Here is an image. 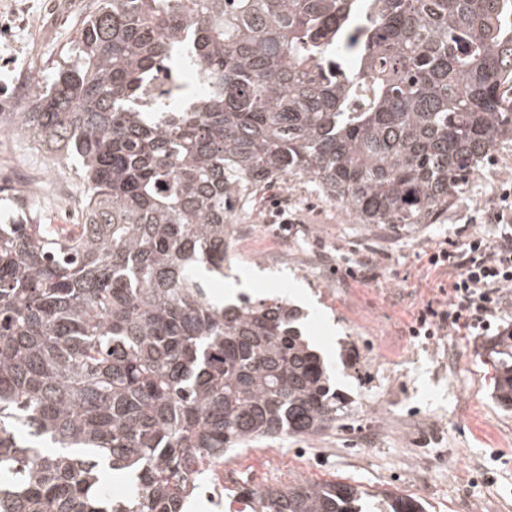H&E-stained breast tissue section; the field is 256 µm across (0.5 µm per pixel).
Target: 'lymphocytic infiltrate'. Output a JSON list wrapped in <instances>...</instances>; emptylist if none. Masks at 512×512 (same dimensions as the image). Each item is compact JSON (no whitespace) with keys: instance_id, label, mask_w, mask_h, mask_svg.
Returning <instances> with one entry per match:
<instances>
[{"instance_id":"1","label":"lymphocytic infiltrate","mask_w":512,"mask_h":512,"mask_svg":"<svg viewBox=\"0 0 512 512\" xmlns=\"http://www.w3.org/2000/svg\"><path fill=\"white\" fill-rule=\"evenodd\" d=\"M487 223L496 236L472 234L433 248L428 263L446 274L445 298H431L409 328L413 336L467 332L484 335L503 310L512 305V201L489 207Z\"/></svg>"}]
</instances>
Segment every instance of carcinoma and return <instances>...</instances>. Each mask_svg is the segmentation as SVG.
<instances>
[{
    "mask_svg": "<svg viewBox=\"0 0 512 512\" xmlns=\"http://www.w3.org/2000/svg\"><path fill=\"white\" fill-rule=\"evenodd\" d=\"M75 46L12 113L87 191L71 228L0 223V512H184L224 454L347 411L287 301L208 294L232 202L293 178L361 224L436 223L512 140V0H99ZM486 351L511 407L512 329ZM252 497L363 512L368 493Z\"/></svg>",
    "mask_w": 512,
    "mask_h": 512,
    "instance_id": "1",
    "label": "carcinoma"
}]
</instances>
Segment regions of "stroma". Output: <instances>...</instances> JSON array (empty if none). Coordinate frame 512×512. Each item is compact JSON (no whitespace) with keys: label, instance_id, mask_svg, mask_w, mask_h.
I'll return each instance as SVG.
<instances>
[{"label":"stroma","instance_id":"obj_1","mask_svg":"<svg viewBox=\"0 0 512 512\" xmlns=\"http://www.w3.org/2000/svg\"><path fill=\"white\" fill-rule=\"evenodd\" d=\"M97 0H0V111L20 110L72 52L76 30ZM48 183L31 208L48 224H74L83 184L77 166L32 139L0 131V182L17 167ZM512 186V141L500 143L463 194L434 224L394 228L358 223L307 183L259 191L235 210L230 252L254 299L299 307V327L336 370L347 413L309 436L250 443L235 458L248 485L218 488L212 464L189 512L253 506V491L295 480L340 481L373 494L410 495L425 512H512V408L493 396L494 371L481 336H410L415 314L437 292L427 253L465 232L498 229L481 221ZM375 257L373 280L348 270Z\"/></svg>","mask_w":512,"mask_h":512}]
</instances>
